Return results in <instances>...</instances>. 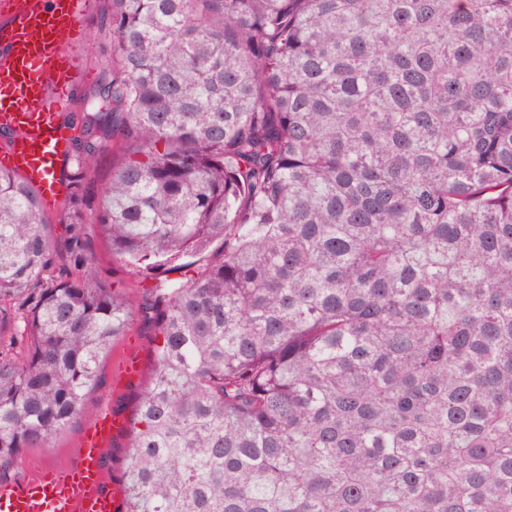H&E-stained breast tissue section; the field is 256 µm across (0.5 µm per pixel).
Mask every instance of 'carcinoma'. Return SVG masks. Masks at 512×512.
Wrapping results in <instances>:
<instances>
[{
  "instance_id": "carcinoma-1",
  "label": "carcinoma",
  "mask_w": 512,
  "mask_h": 512,
  "mask_svg": "<svg viewBox=\"0 0 512 512\" xmlns=\"http://www.w3.org/2000/svg\"><path fill=\"white\" fill-rule=\"evenodd\" d=\"M100 2L62 243L0 167V474L137 315L121 512H512V0ZM112 176V151L104 153L98 161L97 173L94 181L90 185V192L93 197L102 194L105 187L109 184ZM89 233L92 238V247L97 258L100 276L109 280L119 297L141 299L150 283L141 282L138 278L132 276L128 271L129 269L122 266L119 261L112 260L108 244L96 225L90 227Z\"/></svg>"
}]
</instances>
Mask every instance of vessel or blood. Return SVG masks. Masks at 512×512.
Segmentation results:
<instances>
[{"label": "vessel or blood", "instance_id": "vessel-or-blood-1", "mask_svg": "<svg viewBox=\"0 0 512 512\" xmlns=\"http://www.w3.org/2000/svg\"><path fill=\"white\" fill-rule=\"evenodd\" d=\"M85 0H11L13 24L0 53V131L8 133L7 163L42 193L62 188L58 169L69 136L58 114L70 101L67 54L80 25ZM58 88L47 95L48 83ZM116 422L101 417L83 438L77 461L34 474L22 485L0 487V512H118L115 495L103 487L101 460Z\"/></svg>", "mask_w": 512, "mask_h": 512}]
</instances>
